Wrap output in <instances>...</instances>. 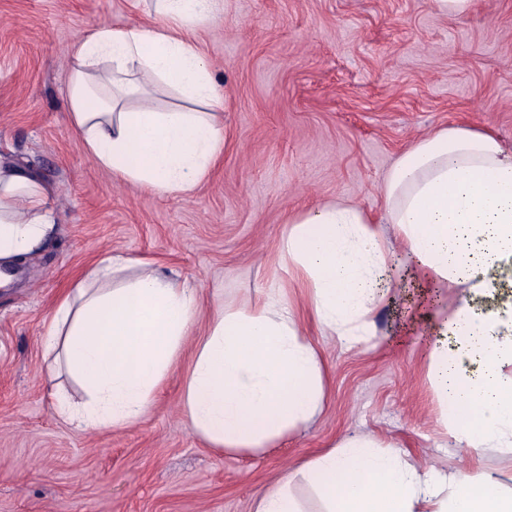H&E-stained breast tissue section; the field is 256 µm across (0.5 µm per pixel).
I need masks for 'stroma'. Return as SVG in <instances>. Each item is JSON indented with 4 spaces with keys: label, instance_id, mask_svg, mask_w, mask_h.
<instances>
[{
    "label": "stroma",
    "instance_id": "35a3bbf8",
    "mask_svg": "<svg viewBox=\"0 0 512 512\" xmlns=\"http://www.w3.org/2000/svg\"><path fill=\"white\" fill-rule=\"evenodd\" d=\"M150 0H0V154L57 191V231L0 288V512H254L284 472L303 512L321 502L298 465L368 434L422 469L512 461L450 443L428 377L425 324L400 297L361 350L323 341L330 396L263 455L205 446L180 408L181 356L145 418L89 433L64 421L41 338L54 302L109 253L194 281L207 309L243 307L271 281L290 216L336 198L384 214L381 185L429 132L487 128L512 145V0L445 17L430 0H224L195 28L224 88V155L194 195L115 181L87 156L64 92L67 48L99 24L150 22Z\"/></svg>",
    "mask_w": 512,
    "mask_h": 512
}]
</instances>
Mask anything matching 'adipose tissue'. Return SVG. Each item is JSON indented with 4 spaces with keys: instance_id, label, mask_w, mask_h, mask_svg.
<instances>
[{
    "instance_id": "adipose-tissue-1",
    "label": "adipose tissue",
    "mask_w": 512,
    "mask_h": 512,
    "mask_svg": "<svg viewBox=\"0 0 512 512\" xmlns=\"http://www.w3.org/2000/svg\"><path fill=\"white\" fill-rule=\"evenodd\" d=\"M223 11L224 0H155L156 23L102 24L72 43L70 124L96 166L158 195L195 193L224 151V88L190 33ZM160 86L187 108L156 107ZM383 191L379 222L345 199L289 218L274 261L285 281L246 308L217 310L201 330L197 288L148 266L125 280L132 259L103 258L58 301L45 334L84 393L60 402V416L89 431L136 424L190 338L181 406L193 432L219 451L274 447L326 399L321 346L304 323L357 348L397 296L387 223L422 298L458 289L451 309L426 317L434 384L452 404L447 433L458 447L512 457V148L487 130L440 128L397 159ZM55 196L0 155V266L51 241ZM292 287L303 306L289 301ZM299 470L324 512H512V489L494 473L421 470L368 436L344 438Z\"/></svg>"
}]
</instances>
